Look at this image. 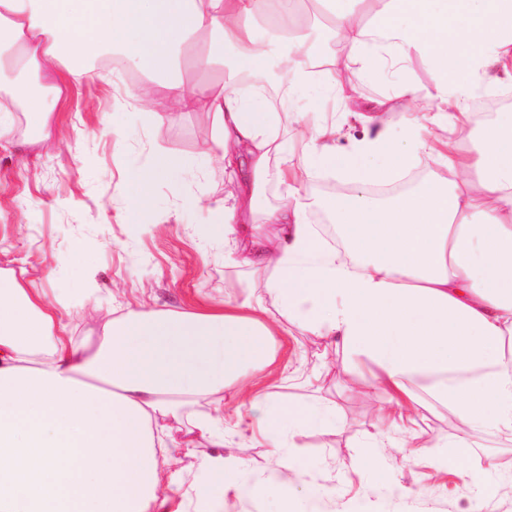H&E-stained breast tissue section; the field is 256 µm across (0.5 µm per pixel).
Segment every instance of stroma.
<instances>
[{"label": "stroma", "mask_w": 512, "mask_h": 512, "mask_svg": "<svg viewBox=\"0 0 512 512\" xmlns=\"http://www.w3.org/2000/svg\"><path fill=\"white\" fill-rule=\"evenodd\" d=\"M339 81L336 97L320 103L287 82L274 87L271 101L292 98L307 114L306 123L289 133L296 144H306L313 124L334 118L342 124L339 151L348 153L363 135L354 113L394 104L389 74L360 76L348 60ZM55 116L67 132V146L0 148V269L44 290L49 302L68 301L81 340L101 336L103 310L136 302L144 293L158 309L189 310L240 297L246 269L225 262L223 242L203 234L224 202L229 177L202 159L212 132L206 110L174 112L157 124L147 113L126 108L112 84L91 72L70 86ZM117 128L123 138L114 136ZM158 149L190 164L153 189L149 207L159 227L133 235L122 221V182ZM191 196L203 197L205 207L183 208ZM77 241L96 265L95 290L88 297L77 292L80 269L69 258ZM279 342L272 378L282 398L311 402L329 413L326 426L290 437L306 461L288 485L296 512H472L480 499L487 512H512V449L478 442L466 459L474 479L464 481L457 468L436 465L432 449L411 453L410 434L381 439V391L354 384L344 356L335 355L328 340L295 329L282 333ZM315 369L323 372L319 383L297 386L296 374ZM223 410L227 445L245 459L249 481L264 483L272 454L263 432L251 418L239 417L234 404Z\"/></svg>", "instance_id": "stroma-1"}]
</instances>
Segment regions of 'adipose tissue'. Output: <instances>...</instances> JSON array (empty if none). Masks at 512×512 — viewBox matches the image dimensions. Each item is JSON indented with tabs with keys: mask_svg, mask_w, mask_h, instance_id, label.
Instances as JSON below:
<instances>
[{
	"mask_svg": "<svg viewBox=\"0 0 512 512\" xmlns=\"http://www.w3.org/2000/svg\"><path fill=\"white\" fill-rule=\"evenodd\" d=\"M352 2L316 0L330 40L362 71L397 75L400 109L362 115L366 135L344 156L335 126L315 130L297 163L288 129L300 110L289 101L269 108L244 82L277 68L299 90L338 88L332 50L287 35L299 0H0V44L10 50L0 71H31L42 83L38 93L20 80L10 87L0 148L15 143L21 118L27 146H61L52 115L83 75L77 60L129 58L153 81L125 90L127 107L157 122L200 108L212 116L204 159L235 179L206 232L252 276L242 299L192 312L105 311L93 345L75 340L67 302L0 277V512H215L244 467L222 451L224 417L213 405L227 393L264 427L274 455L267 485L287 492L298 467L281 435L320 424L319 410L283 403L270 385L244 392L242 379L275 365L288 325L375 365L370 382L386 394L382 428H403L429 407L448 415L452 432L428 440L437 464L447 465V449L463 454L486 436L512 440V122L467 105L490 70L512 69V0H380L371 21ZM417 56L433 75L423 108L406 78ZM182 68L200 81L178 77ZM213 71L222 76L217 91L205 80ZM461 136L472 149L458 146ZM275 157L289 199L263 209ZM364 157L377 166H361ZM426 160L427 183L389 206L364 196L323 200L344 251L309 224L303 192L318 170L385 183ZM185 167L158 150L130 171L124 223L149 229L154 184ZM167 414L188 415L211 452L172 437L158 421ZM173 460L210 476L212 500L193 484L167 493Z\"/></svg>",
	"mask_w": 512,
	"mask_h": 512,
	"instance_id": "1",
	"label": "adipose tissue"
}]
</instances>
